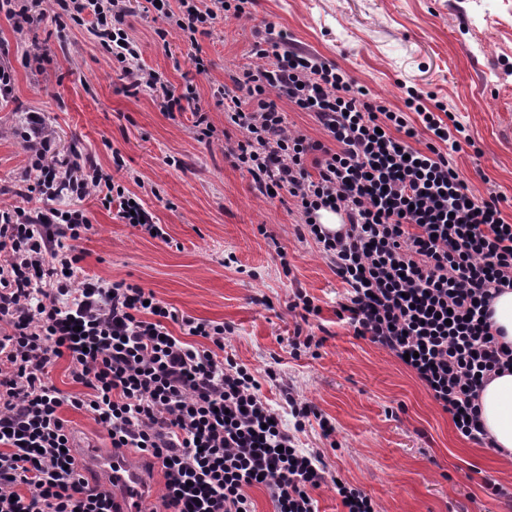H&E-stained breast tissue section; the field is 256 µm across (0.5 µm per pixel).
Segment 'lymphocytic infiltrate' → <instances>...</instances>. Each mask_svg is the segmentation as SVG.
Listing matches in <instances>:
<instances>
[{"instance_id":"lymphocytic-infiltrate-1","label":"lymphocytic infiltrate","mask_w":512,"mask_h":512,"mask_svg":"<svg viewBox=\"0 0 512 512\" xmlns=\"http://www.w3.org/2000/svg\"><path fill=\"white\" fill-rule=\"evenodd\" d=\"M166 41L190 45L229 16L251 15L256 0H148ZM17 32L52 17L58 39L86 28L109 54L129 92H156L165 112H188L200 138L212 126L193 86L175 92L140 65L126 30V0H0ZM263 66L245 68L213 91L240 137L224 157L246 171L261 195L287 192L303 226L346 288L336 311L355 336L407 357L432 398L464 438L491 440L478 398L512 369V344L492 323V303L512 290V224L500 198L468 189L446 150L460 123H449L410 90L403 107L371 97L336 65L291 46L265 24L253 31ZM314 116L327 139L289 130L284 105ZM35 180L0 208V512H113L111 493L90 486L75 467L63 406L88 413L116 448H133L162 472V512H255L247 494L263 487L275 512H318L312 492L326 482L316 452L297 432L318 418L290 388L294 419L285 428L246 366L220 357L226 326L189 316L192 342L170 333L175 315L153 292L126 280L83 272L78 241L92 229L84 210L61 209L69 193L117 206L123 223L167 240L142 199L115 183L90 156L53 154L42 113L17 131ZM343 212L331 231L321 211ZM66 359L76 394L51 379Z\"/></svg>"}]
</instances>
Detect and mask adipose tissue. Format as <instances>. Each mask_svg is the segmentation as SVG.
I'll return each instance as SVG.
<instances>
[{
	"label": "adipose tissue",
	"mask_w": 512,
	"mask_h": 512,
	"mask_svg": "<svg viewBox=\"0 0 512 512\" xmlns=\"http://www.w3.org/2000/svg\"><path fill=\"white\" fill-rule=\"evenodd\" d=\"M479 405L481 422L495 446L512 454V370L485 386Z\"/></svg>",
	"instance_id": "1"
}]
</instances>
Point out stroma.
Listing matches in <instances>:
<instances>
[{"label":"stroma","mask_w":512,"mask_h":512,"mask_svg":"<svg viewBox=\"0 0 512 512\" xmlns=\"http://www.w3.org/2000/svg\"><path fill=\"white\" fill-rule=\"evenodd\" d=\"M145 4L130 0L127 18L141 62L175 91L196 89L212 138L199 139L192 114L169 116L152 92L127 93L86 29H71L62 44L50 21L19 34L0 14V42L14 70L12 94L0 100V207L12 201L7 186L25 175L20 116L44 113L57 152L76 147L94 156L145 200L171 238H150L96 198L71 199L93 224L78 243L85 271L151 290L178 315L230 325L225 353L263 378L262 393L285 426L294 419L280 397L284 385L335 426L329 438L314 421L296 435L328 464L330 482L312 492L319 512H345L336 477L379 512H512L485 488L489 480L512 487V461L459 435L407 366L339 322L341 282L315 241L300 235L288 193L259 195L250 176L225 160L227 139L239 133L212 97L227 74L257 65L252 30L273 23L392 106L403 107L407 86L442 103L471 138L452 154L461 178L476 195H499L512 223V0H257L251 18H225L195 48L175 32L158 41ZM35 42L50 52L46 67L25 59ZM197 51L210 62L206 73L192 64ZM286 264L291 274H283ZM298 287L314 297L319 316L305 321L289 311ZM299 330L322 334V344L295 352ZM270 369L276 382L264 379Z\"/></svg>","instance_id":"1"}]
</instances>
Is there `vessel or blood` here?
Listing matches in <instances>:
<instances>
[{"instance_id":"b4317fda","label":"vessel or blood","mask_w":512,"mask_h":512,"mask_svg":"<svg viewBox=\"0 0 512 512\" xmlns=\"http://www.w3.org/2000/svg\"><path fill=\"white\" fill-rule=\"evenodd\" d=\"M134 452L125 450L97 460L102 488L113 491L118 512H136L135 505L145 497V484L136 468Z\"/></svg>"}]
</instances>
